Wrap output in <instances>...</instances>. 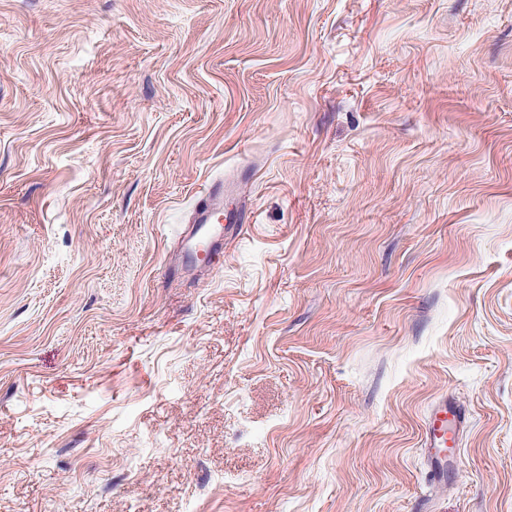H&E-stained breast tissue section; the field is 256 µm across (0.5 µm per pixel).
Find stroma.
<instances>
[{
	"mask_svg": "<svg viewBox=\"0 0 512 512\" xmlns=\"http://www.w3.org/2000/svg\"><path fill=\"white\" fill-rule=\"evenodd\" d=\"M0 512H512V0H0ZM234 195L245 197V187L235 182L217 179L209 183L194 204L188 223L182 228L177 246L179 264L186 277L204 271L197 264L200 251H203L211 261L224 260V236L236 238L242 233L243 220L240 214L229 220L225 217L224 220V200ZM463 424L464 415L456 403L448 397L429 411L424 422L422 447L426 450L427 463L431 472L441 473L444 466V453L457 446Z\"/></svg>",
	"mask_w": 512,
	"mask_h": 512,
	"instance_id": "35a3bbf8",
	"label": "stroma"
}]
</instances>
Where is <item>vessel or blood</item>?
I'll return each mask as SVG.
<instances>
[{"mask_svg": "<svg viewBox=\"0 0 512 512\" xmlns=\"http://www.w3.org/2000/svg\"><path fill=\"white\" fill-rule=\"evenodd\" d=\"M245 195L243 185L221 179L211 181L200 195L178 240L177 253L185 276L199 273V256H207L213 261L223 260L225 237L234 238L243 231L241 217L225 219L224 200ZM463 424L464 416L451 399H443L429 411L424 422L422 446L431 472H441L444 454L456 447Z\"/></svg>", "mask_w": 512, "mask_h": 512, "instance_id": "b4317fda", "label": "vessel or blood"}]
</instances>
